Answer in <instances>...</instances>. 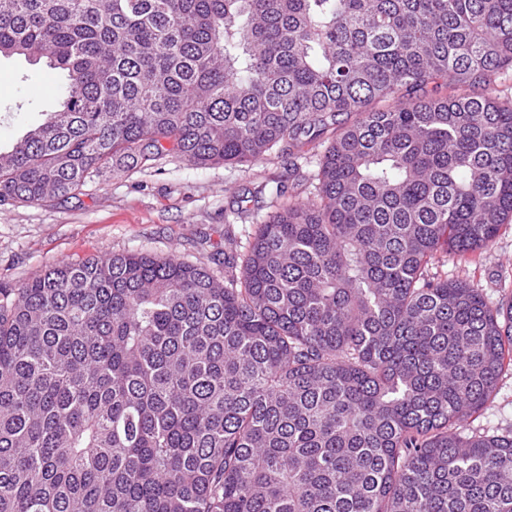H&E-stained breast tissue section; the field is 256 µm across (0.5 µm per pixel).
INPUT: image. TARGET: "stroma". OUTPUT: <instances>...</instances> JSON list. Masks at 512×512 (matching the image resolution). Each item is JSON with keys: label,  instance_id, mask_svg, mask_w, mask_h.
Returning <instances> with one entry per match:
<instances>
[{"label": "stroma", "instance_id": "stroma-1", "mask_svg": "<svg viewBox=\"0 0 512 512\" xmlns=\"http://www.w3.org/2000/svg\"><path fill=\"white\" fill-rule=\"evenodd\" d=\"M66 72L46 61L0 57V147L12 144L60 106ZM323 141L293 153L274 150L253 164L197 166L170 154L136 169L105 170L67 201L0 202V283L18 286L48 268L100 252L174 255L210 262L213 254L244 251L259 224L275 212L270 191L284 185L294 201L312 198L310 180ZM269 192L238 214L258 188ZM435 270L470 280L494 303L512 296V220L479 262L438 254ZM465 428L512 430V375L503 377L488 406Z\"/></svg>", "mask_w": 512, "mask_h": 512}]
</instances>
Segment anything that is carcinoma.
Masks as SVG:
<instances>
[{
  "mask_svg": "<svg viewBox=\"0 0 512 512\" xmlns=\"http://www.w3.org/2000/svg\"><path fill=\"white\" fill-rule=\"evenodd\" d=\"M0 55L69 77L0 201L353 117L222 277L110 252L0 285V512H512V431L461 426L512 298L431 272L512 217V0H0Z\"/></svg>",
  "mask_w": 512,
  "mask_h": 512,
  "instance_id": "carcinoma-1",
  "label": "carcinoma"
}]
</instances>
